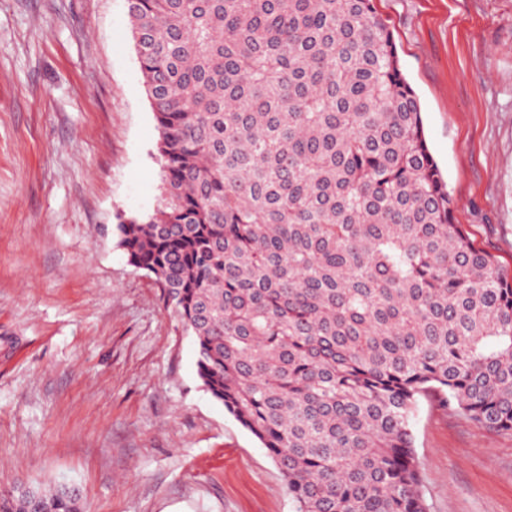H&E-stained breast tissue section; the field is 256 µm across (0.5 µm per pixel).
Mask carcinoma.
Segmentation results:
<instances>
[{
	"mask_svg": "<svg viewBox=\"0 0 512 512\" xmlns=\"http://www.w3.org/2000/svg\"><path fill=\"white\" fill-rule=\"evenodd\" d=\"M128 4L162 202L118 246L294 512H428L421 400L512 432V277L453 221L390 25L374 0ZM0 512L84 509L30 486Z\"/></svg>",
	"mask_w": 512,
	"mask_h": 512,
	"instance_id": "carcinoma-1",
	"label": "carcinoma"
}]
</instances>
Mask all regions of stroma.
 <instances>
[{"mask_svg": "<svg viewBox=\"0 0 512 512\" xmlns=\"http://www.w3.org/2000/svg\"><path fill=\"white\" fill-rule=\"evenodd\" d=\"M454 218L512 275V0H375ZM126 0H0V492L86 512H293L277 465L204 388L162 288L118 247L159 203ZM429 512H512V434L421 402ZM76 490V487H71ZM61 486H29L12 494L0 495V512H84L81 496Z\"/></svg>", "mask_w": 512, "mask_h": 512, "instance_id": "obj_1", "label": "stroma"}]
</instances>
